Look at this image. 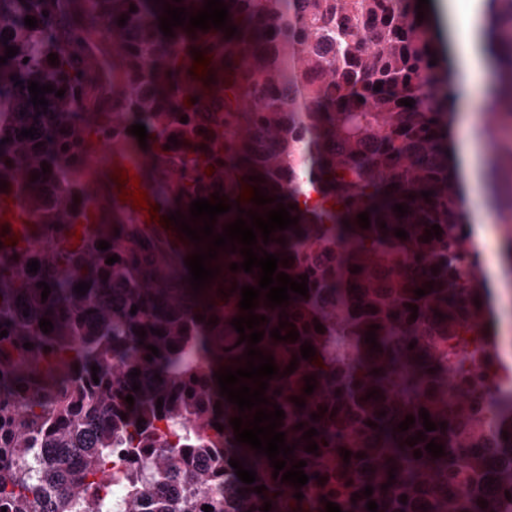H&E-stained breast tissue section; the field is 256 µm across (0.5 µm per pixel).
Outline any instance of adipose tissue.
<instances>
[{"label":"adipose tissue","mask_w":512,"mask_h":512,"mask_svg":"<svg viewBox=\"0 0 512 512\" xmlns=\"http://www.w3.org/2000/svg\"><path fill=\"white\" fill-rule=\"evenodd\" d=\"M448 38L457 73L454 94L467 111L478 112L486 102L491 73V58L484 47V19L480 5L464 10L449 9ZM483 153L482 144L471 132H458L456 162L467 190L470 224L477 241L482 243L488 238L491 221V207L480 191Z\"/></svg>","instance_id":"1"}]
</instances>
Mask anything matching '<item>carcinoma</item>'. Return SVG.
I'll use <instances>...</instances> for the list:
<instances>
[{
    "label": "carcinoma",
    "instance_id": "1",
    "mask_svg": "<svg viewBox=\"0 0 512 512\" xmlns=\"http://www.w3.org/2000/svg\"><path fill=\"white\" fill-rule=\"evenodd\" d=\"M90 2L87 8L83 0H0V33L12 34L0 42V56L7 44L19 48L0 65V140L10 138L0 144V181L10 190L0 189V205L20 202L26 219L44 226L49 239L0 260V328L8 331L0 338V508L112 512L104 474L119 456L126 468L123 512H204L206 505L213 512H263L266 501L271 512H325L328 501L342 512H368L369 501L378 512H512V503L479 504L490 480L512 488V389L487 411L474 406L470 391L511 377L512 369L489 348L493 320L486 315L474 327L460 313L458 296L480 302L481 312L488 289L478 286L477 268L457 262L471 233L448 158L453 96L437 29L427 14L418 20V0H224L227 25L237 28L231 38L223 29L189 32L185 25L165 36L158 28L163 4L154 0ZM484 4L486 48L507 77L494 109L511 110L512 42L502 47L498 27L512 21V0ZM28 15L37 27L25 26ZM123 15L128 20L121 26ZM104 22L114 41L112 58L99 59L102 75L112 80V113H94L102 125L112 122V134L128 136L132 125L144 124L151 148L180 156L189 170L184 192L190 199L226 196L232 208L217 217L216 233L237 219L239 207L260 214L276 207L254 204L243 197L246 189L258 187L294 205L290 214L298 224L272 233L268 244L257 237V246L293 257L278 271L295 280L308 276V297L292 292L289 305L271 309L262 295L254 313L267 317L256 348L279 368L265 397L285 412L278 431L286 444H296L291 458L307 463L309 482L299 489L273 478L267 456L234 440L229 420L238 408L220 395L214 377L222 367L246 363L248 342L238 343L231 321L246 315L240 290L258 286V274L230 271L243 256L219 251L223 289L196 294L187 280L176 288L161 282L134 249H97L99 241H111L107 236H88L76 248L67 244L72 205L83 194L86 116L75 101L97 102V88L80 66L81 41ZM186 49L202 55L201 82L185 61ZM50 53L58 56L54 65ZM12 75L25 88L14 85ZM31 81L54 88L45 94L47 113L39 116L42 107L33 106L26 89ZM209 85L222 89V104L204 96ZM60 89L62 98L55 96ZM404 99L414 100L413 107L401 105ZM32 126L35 139L19 136ZM62 161L68 188L48 199L43 179L32 174L42 173L43 162L57 169ZM423 191L432 195L426 199ZM396 204L408 206V214L398 217ZM365 211L367 229L357 218ZM435 224L441 236L424 241ZM399 228L407 238L395 236ZM280 237L285 244L276 242ZM114 254L119 261L106 264ZM419 257L427 267L415 275ZM32 260L40 263L35 273L27 272ZM40 281L51 289L45 301ZM81 282L90 284L83 296L74 292ZM418 288L426 295L416 296ZM410 304L418 307L415 319ZM42 318L53 331L42 332ZM281 319L294 324L297 341L270 337ZM373 325L379 326L375 350L365 342ZM140 327L147 331L141 345ZM152 327L163 336L150 333ZM337 336L349 345L343 361L327 355ZM26 342L33 347L24 348ZM306 342L315 349L307 360L300 352ZM149 344L159 349L150 361ZM458 354L475 365L456 381L457 399L450 403L448 369ZM295 357L296 370L284 374ZM135 369L141 374L133 379ZM311 375L316 387L307 395ZM134 381L141 384L136 392ZM373 390L378 398H366ZM128 395L134 404L125 401ZM293 397L305 407H296ZM422 408L445 427L425 431ZM313 413L320 418L311 419ZM408 415L415 423L402 432L397 425ZM312 427L319 432L312 437L316 455L305 452L302 439ZM420 431L424 440L408 445ZM432 441L443 446V456L425 451ZM345 450L348 463L340 456ZM231 459L245 460L256 482H241ZM389 481L392 486L382 488ZM260 485L267 487L261 495L253 492ZM367 486L373 487L369 497ZM298 491L301 500L294 498Z\"/></svg>",
    "mask_w": 512,
    "mask_h": 512
}]
</instances>
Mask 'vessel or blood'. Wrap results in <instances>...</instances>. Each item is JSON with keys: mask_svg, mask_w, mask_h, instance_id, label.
I'll list each match as a JSON object with an SVG mask.
<instances>
[{"mask_svg": "<svg viewBox=\"0 0 512 512\" xmlns=\"http://www.w3.org/2000/svg\"><path fill=\"white\" fill-rule=\"evenodd\" d=\"M85 136L94 148L83 164L84 192L78 203L81 231L96 235L102 225H123V245L140 248L142 257L161 271L166 270L170 257L184 259L195 253V244L169 220L170 213L176 211L188 214L191 204L183 192L185 176L179 161L135 147L96 124ZM124 171L139 177V187L146 194L145 207L122 200L124 186L119 177ZM149 207L156 211V220H147ZM0 238L17 249H35L43 242L42 234L21 223L13 210H0Z\"/></svg>", "mask_w": 512, "mask_h": 512, "instance_id": "vessel-or-blood-1", "label": "vessel or blood"}]
</instances>
